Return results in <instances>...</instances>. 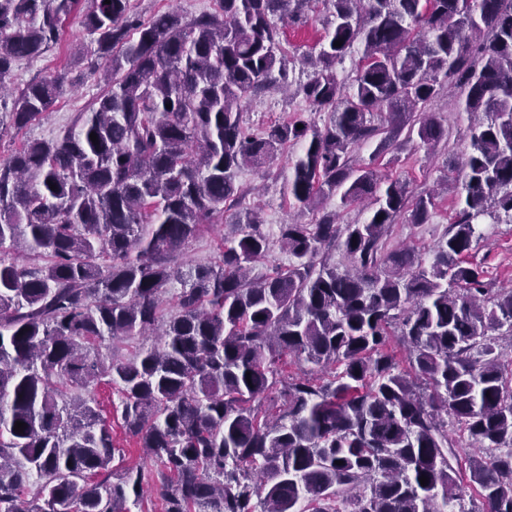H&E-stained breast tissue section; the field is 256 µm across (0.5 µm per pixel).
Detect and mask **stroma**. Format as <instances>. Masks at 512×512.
<instances>
[{
	"label": "stroma",
	"instance_id": "1",
	"mask_svg": "<svg viewBox=\"0 0 512 512\" xmlns=\"http://www.w3.org/2000/svg\"><path fill=\"white\" fill-rule=\"evenodd\" d=\"M326 16V7L319 2L299 22H278L281 55L290 89L284 92L274 88L243 100L242 119L252 133H261L271 124L308 112L309 106L298 91L299 85L306 82L309 74L308 69L302 66L301 59L318 51L325 34ZM95 48L93 36L84 30L79 17L73 14L62 26L56 44L40 57L17 64L7 82L9 94L0 99V106L11 107L14 95L33 79L49 76L63 68L71 70L75 84L27 127L1 134L0 155H7L27 140L60 137L72 126L78 113L88 110L105 88L104 82L93 70L97 63ZM427 109L447 127V141L431 148L416 138L409 140L401 137L387 145L376 137L355 147L354 158L362 165L371 166L381 176L405 180L413 195L431 193L436 182L447 173L449 159L460 157L464 151V135L471 118L464 112L449 111L448 96L444 93L428 103ZM298 152V147H286L264 175L250 168L245 169L237 180L244 194L236 208L225 210L223 219L218 220L216 226L203 229L195 238L187 241L177 254L178 263L197 265L218 262L223 240L232 239L235 235V212L239 209H260L265 219V229L271 235L276 234L278 225L291 219L304 224L316 223L326 210L335 211L336 221L340 224L364 222L368 216L365 204L345 206L339 197L333 196L321 201L318 208L310 210L300 208L294 199L284 194L283 185ZM434 203L428 223L411 224L406 218H399L390 229L386 250L409 246L423 258H431L437 243L450 227L458 208V199L455 194H443L435 197ZM478 230L483 238L478 247L471 251L469 262L482 266L487 282L494 287H512V223H483ZM86 393L98 401L103 415L112 425V439L122 451L121 456L115 457L112 463L113 470L127 465L150 466V459L144 455L135 439L126 436L122 428L120 401L112 387L102 381L89 386Z\"/></svg>",
	"mask_w": 512,
	"mask_h": 512
}]
</instances>
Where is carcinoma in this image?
Wrapping results in <instances>:
<instances>
[{
	"label": "carcinoma",
	"mask_w": 512,
	"mask_h": 512,
	"mask_svg": "<svg viewBox=\"0 0 512 512\" xmlns=\"http://www.w3.org/2000/svg\"><path fill=\"white\" fill-rule=\"evenodd\" d=\"M329 2L301 88L328 123L300 114L255 135L240 103L284 77L274 17L299 18L313 0H215L146 22L130 19V0H0V94L80 10L107 75L63 136L0 156V512L139 506L149 473L126 466L111 481V425L94 398L67 395L103 377L125 434L159 466L163 512H445L467 487L484 512H512V385L498 352L505 337L512 348V289L492 291L464 260L475 220L512 222V0ZM356 43L346 88L336 64ZM444 81L455 111L484 119L442 179L460 208L426 267L385 251L384 236L405 214L428 223L433 196L410 202L406 181L351 153L407 124L428 146L448 139L417 116ZM70 83L63 68L27 84L0 111V134ZM297 143L286 190L299 207L370 198L367 219L279 225L288 267L253 279L269 238L249 209L219 264L176 265L238 199V172ZM337 248L344 269L330 262ZM174 282L178 314L163 321ZM123 336L160 342L125 363L97 358ZM289 358L332 371L285 378ZM450 417L472 452L450 440Z\"/></svg>",
	"instance_id": "cac0c4a2"
}]
</instances>
